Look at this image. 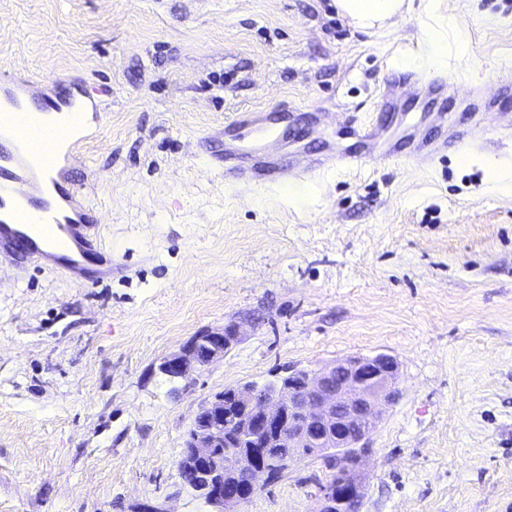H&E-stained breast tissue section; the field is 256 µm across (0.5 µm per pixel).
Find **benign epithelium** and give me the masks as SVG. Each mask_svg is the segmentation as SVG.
<instances>
[{
	"label": "benign epithelium",
	"mask_w": 512,
	"mask_h": 512,
	"mask_svg": "<svg viewBox=\"0 0 512 512\" xmlns=\"http://www.w3.org/2000/svg\"><path fill=\"white\" fill-rule=\"evenodd\" d=\"M238 336L224 328L203 331L180 352L169 356L162 370L174 379L186 378L224 357ZM205 354L196 353L198 345ZM396 359L387 354L351 356L316 370L290 366L269 390L258 386H228L211 395L198 412L207 420L189 438L192 452L181 465L198 471L197 488L214 512H239L260 489L259 478L272 469L288 470L292 457L272 454L274 448H307L309 455L328 463L329 448L371 451L367 438L383 407L398 397ZM245 407L234 433L224 434V408ZM362 488L360 471L347 487L317 483L319 512H331L342 497L353 499Z\"/></svg>",
	"instance_id": "1"
}]
</instances>
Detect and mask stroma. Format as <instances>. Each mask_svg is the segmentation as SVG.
I'll use <instances>...</instances> for the list:
<instances>
[{"label": "stroma", "instance_id": "1", "mask_svg": "<svg viewBox=\"0 0 512 512\" xmlns=\"http://www.w3.org/2000/svg\"><path fill=\"white\" fill-rule=\"evenodd\" d=\"M408 2L361 29L336 0H0V74L109 89L74 177L123 267L0 281V512H211L178 469L205 399L380 353L398 399L369 437L359 512H512V191L483 171L512 172V146L302 189L225 183L202 146L235 113L292 103L330 113L351 148L391 72L512 68V0ZM228 325L223 359L161 372ZM324 474L297 461L241 512H316Z\"/></svg>", "mask_w": 512, "mask_h": 512}]
</instances>
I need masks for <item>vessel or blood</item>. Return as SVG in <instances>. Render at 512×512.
Instances as JSON below:
<instances>
[{"mask_svg":"<svg viewBox=\"0 0 512 512\" xmlns=\"http://www.w3.org/2000/svg\"><path fill=\"white\" fill-rule=\"evenodd\" d=\"M40 86V81L32 80L21 89L14 78H0V103L6 105L0 112V264L17 270L33 266L71 280L82 278L86 266L92 264L100 267L102 277H111L112 253L97 231L98 213L86 186L76 183L73 175L82 145L102 123L100 105L105 91L84 83L57 92L51 102L55 110L72 109L79 101L89 103L92 110L73 132L54 126L48 119L39 125V132L55 139L56 155L47 166L17 131L30 115L29 103L40 100ZM419 99L456 104L457 120L446 123L440 113L433 136L406 134L407 154L380 147L390 113L403 102ZM287 113L292 127L303 124L316 130L326 124L322 112L291 106ZM489 114L495 115L501 137H512V114L501 111L497 97L479 92L461 97L444 77L401 72L388 79L373 114L352 127V135L363 145L361 152L332 151L319 156L279 153L275 128L279 114L273 110L236 113L225 122L210 159L223 171L225 182L260 187H303L331 167L361 172L403 158L426 168L462 145L481 147L486 140L484 118Z\"/></svg>","mask_w":512,"mask_h":512,"instance_id":"vessel-or-blood-1","label":"vessel or blood"}]
</instances>
